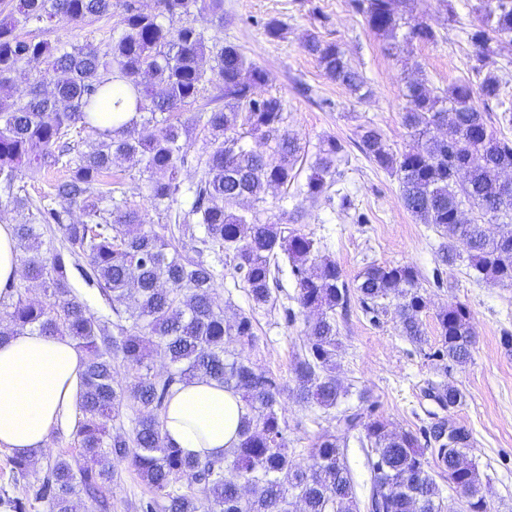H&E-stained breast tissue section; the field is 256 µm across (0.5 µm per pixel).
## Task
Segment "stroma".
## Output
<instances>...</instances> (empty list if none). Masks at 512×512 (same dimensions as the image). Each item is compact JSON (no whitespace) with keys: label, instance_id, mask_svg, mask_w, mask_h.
<instances>
[{"label":"stroma","instance_id":"35a3bbf8","mask_svg":"<svg viewBox=\"0 0 512 512\" xmlns=\"http://www.w3.org/2000/svg\"><path fill=\"white\" fill-rule=\"evenodd\" d=\"M477 0H411L415 14L423 16L437 31L434 45L401 43L396 54L372 33L348 0H224V27L220 35L266 73V88L280 96L288 112V130L305 144L304 165L315 160L319 140L333 137L345 146L338 163L336 185L351 200L349 209L339 202L312 201L289 195L267 198L268 214L279 207L295 208V230L323 242L343 271L354 281L365 266L405 265L416 268L429 302L423 318L427 342L411 343L401 336L392 315L372 317L358 300L348 312L337 314L341 348L336 376L349 394L340 408L358 405L360 398L374 403L391 428L421 432L441 418L452 420L469 435L468 455L489 482L484 489L491 512H512V286L476 282L465 263L443 265L438 258L442 239L431 226L418 223L404 208L394 176L377 167L355 145L358 127L370 124L384 135L392 151L409 149L413 139L401 122L406 84L422 79L444 89L471 74L472 48L467 39ZM279 19L288 26L284 39L266 36L264 24ZM116 19L89 20L72 25L63 20L31 23L20 33L50 43L99 42L119 33ZM340 44L352 65L367 80L370 95L359 100L324 76L316 61L303 50L308 34ZM311 96H302L300 86ZM113 178L133 189L145 224L164 223V213L150 198L147 177L134 160L116 162ZM61 169L44 168L20 182V202L0 197V223L17 224L28 216L27 206L39 203L51 184L65 178ZM368 217L358 223V214ZM216 293L226 319L252 313L255 338L242 353L260 368L274 372L285 382L294 379L295 355L301 344L308 313L286 321L282 307L252 309L239 279L224 269L216 280ZM463 304L471 314L475 344L470 362L442 366L432 353L438 346L435 315L448 305ZM449 383L463 395L461 403L441 410L429 395L432 386ZM285 420L289 447L304 452L321 435L338 431L335 414L285 397ZM70 427L54 429L47 448L34 459L26 479L14 480L0 447V495L26 497L32 485L45 475L58 456L77 454ZM110 498L112 512H140L139 502L151 494L128 465L117 468Z\"/></svg>","mask_w":512,"mask_h":512}]
</instances>
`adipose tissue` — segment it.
Wrapping results in <instances>:
<instances>
[{"label": "adipose tissue", "instance_id": "adipose-tissue-1", "mask_svg": "<svg viewBox=\"0 0 512 512\" xmlns=\"http://www.w3.org/2000/svg\"><path fill=\"white\" fill-rule=\"evenodd\" d=\"M83 365V352L66 336L26 328L0 343V447L31 457L45 449L75 406ZM245 414L240 394L193 380L173 387L163 434L185 456L220 457L237 445Z\"/></svg>", "mask_w": 512, "mask_h": 512}]
</instances>
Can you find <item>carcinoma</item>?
<instances>
[{
  "label": "carcinoma",
  "instance_id": "carcinoma-1",
  "mask_svg": "<svg viewBox=\"0 0 512 512\" xmlns=\"http://www.w3.org/2000/svg\"><path fill=\"white\" fill-rule=\"evenodd\" d=\"M138 0H17L0 20V193L16 198L23 174L61 167L67 176L49 194L64 207L34 206L29 221L14 226L25 254V278L43 288L46 300L10 285L0 296V342L20 329L69 337L85 354V370L72 435L79 454L50 465L35 498L50 512H79L84 490L101 512L110 504L117 467L128 463L154 498L145 512H443L448 482L464 497L462 512H490L482 475L468 459L463 439L457 448L421 443L411 431H396L373 405L348 407L337 416L343 436L324 434L302 462L289 450L282 398L288 384L262 370L231 347L254 340L253 317L229 321L216 300L218 267L238 275L252 309L272 304L281 288L280 259L291 265L293 299L307 322L294 368L297 398L324 411L348 395L336 378L339 348L336 309L357 295L374 314L393 310L401 335L426 342L423 315L428 301L420 273L410 266L370 264L349 285L336 261L314 239L286 232L294 214L279 208L276 219L262 218L269 193L288 190L299 176L306 149L288 135L283 100L264 90L265 71L237 45L209 36L190 17L208 14L224 23V0H155L145 11ZM406 0H349L353 12L389 51L399 42H438L424 19L402 9ZM472 76L437 91L421 80L407 83L402 123L415 145L394 153L370 126L358 135L360 150L395 176L405 209L433 226L447 243L441 261H467L477 280L512 285V196L504 197L502 174L512 171V141L499 138L485 112L475 105L503 107L506 69L494 58L493 43L512 40V0H478ZM119 13L121 31L97 44L50 45L26 40L18 29L59 18L73 25ZM304 51L324 75L362 97L363 75L340 46L311 34ZM32 61L47 64L52 89L14 96L17 79ZM216 85L219 93L209 95ZM108 100L118 126L105 133L96 125L100 101ZM133 112L130 120L122 113ZM149 126L146 136L135 135ZM93 139H74L78 130ZM200 131L210 148L195 157L200 177L180 178L191 143ZM266 145L257 151L246 138ZM344 147L328 137L299 193L332 201L336 158ZM137 158L148 174L149 196L164 206L169 224L145 226L140 210L120 179L109 178L119 159ZM162 174L156 179L154 175ZM185 198L188 209L172 212ZM250 210H234L240 202ZM78 208L83 220L69 221ZM476 214L463 219L464 208ZM500 222L487 233L483 220ZM56 225L60 238L46 236ZM97 289L112 317L92 312L71 287L69 273ZM439 347L434 355L462 366L474 344L470 312L450 304L436 314ZM170 370L159 375L154 357ZM124 369L117 376L113 360ZM207 379L241 395L247 409L238 444L222 460L185 457L166 443L163 415L172 388ZM431 397L443 409L456 407L461 392L450 384ZM135 410L131 427L114 428L123 409ZM366 448L370 488L358 506L344 448L351 434ZM17 479L27 478L33 460L8 458ZM201 486V501L185 474Z\"/></svg>",
  "mask_w": 512,
  "mask_h": 512
}]
</instances>
